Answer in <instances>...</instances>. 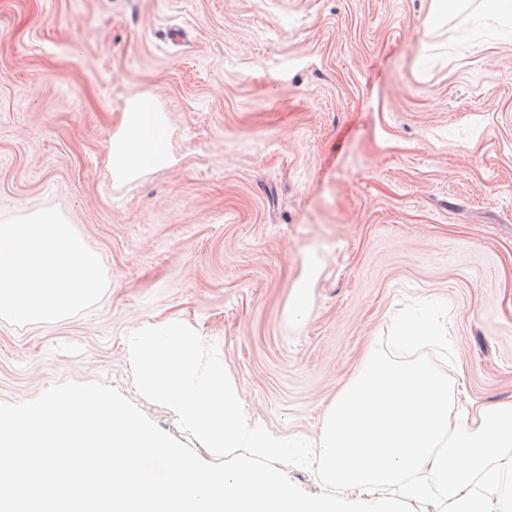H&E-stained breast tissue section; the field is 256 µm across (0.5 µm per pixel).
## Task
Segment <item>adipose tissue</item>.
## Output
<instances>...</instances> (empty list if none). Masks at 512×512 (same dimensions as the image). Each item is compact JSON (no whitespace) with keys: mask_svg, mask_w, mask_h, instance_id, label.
Wrapping results in <instances>:
<instances>
[{"mask_svg":"<svg viewBox=\"0 0 512 512\" xmlns=\"http://www.w3.org/2000/svg\"><path fill=\"white\" fill-rule=\"evenodd\" d=\"M108 154L112 176L119 181L175 164L168 122L154 98L127 100ZM102 287L98 256L56 213L0 224V318L56 321L92 303Z\"/></svg>","mask_w":512,"mask_h":512,"instance_id":"obj_1","label":"adipose tissue"}]
</instances>
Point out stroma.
<instances>
[{
    "label": "stroma",
    "instance_id": "1",
    "mask_svg": "<svg viewBox=\"0 0 512 512\" xmlns=\"http://www.w3.org/2000/svg\"><path fill=\"white\" fill-rule=\"evenodd\" d=\"M430 2L0 0V222L57 213L107 284L56 322L0 318V402L102 380L189 442L125 355L173 320L251 421L315 442L416 299L448 303L468 403L512 401V26L450 0L427 29ZM139 93L177 163L118 182L108 142Z\"/></svg>",
    "mask_w": 512,
    "mask_h": 512
}]
</instances>
